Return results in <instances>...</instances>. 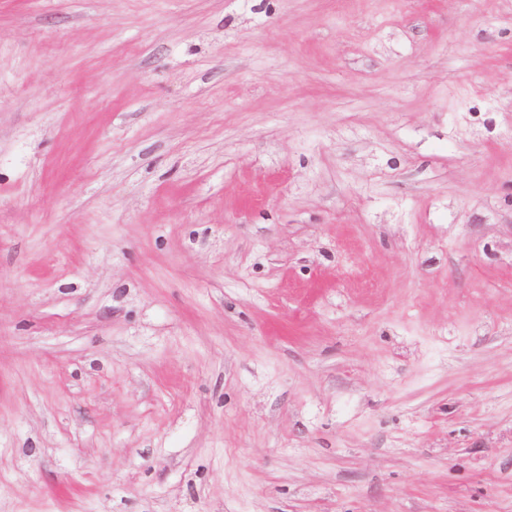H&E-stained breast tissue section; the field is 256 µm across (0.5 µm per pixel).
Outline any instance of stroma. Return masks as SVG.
<instances>
[{
	"instance_id": "obj_1",
	"label": "stroma",
	"mask_w": 512,
	"mask_h": 512,
	"mask_svg": "<svg viewBox=\"0 0 512 512\" xmlns=\"http://www.w3.org/2000/svg\"><path fill=\"white\" fill-rule=\"evenodd\" d=\"M0 512H512V0H0Z\"/></svg>"
}]
</instances>
